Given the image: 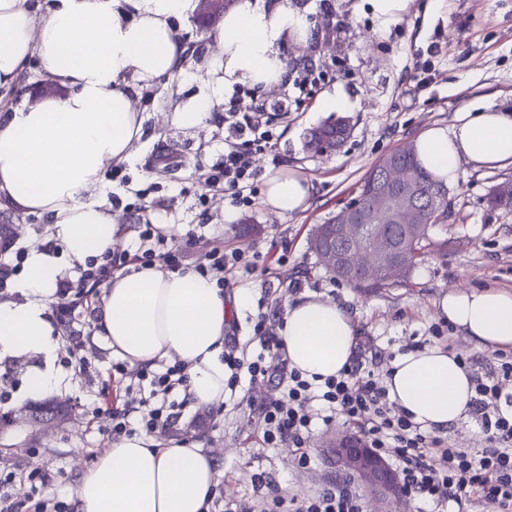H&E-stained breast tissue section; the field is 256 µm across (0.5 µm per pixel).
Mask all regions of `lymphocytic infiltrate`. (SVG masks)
Returning a JSON list of instances; mask_svg holds the SVG:
<instances>
[{"mask_svg": "<svg viewBox=\"0 0 512 512\" xmlns=\"http://www.w3.org/2000/svg\"><path fill=\"white\" fill-rule=\"evenodd\" d=\"M272 133L265 112L247 107L224 115V160L201 176L205 192L230 194L239 204H248L255 192L253 156L270 149ZM135 253L117 256L113 263L80 268L77 278L66 280L58 293L56 311L79 315L80 304L91 289L112 276L113 268L137 263L148 267L164 262L180 269L166 235L154 224L138 227ZM259 253L218 248L205 253L194 269L214 275L226 283L237 269L255 271ZM266 313H257L253 335L260 350L255 355L228 348L224 365L229 373L226 390H236L241 375L272 388L259 400L256 411L265 447L288 444L295 450L299 467H310L307 445L315 421L331 424L343 417L358 430L370 448L391 458L411 500L431 506L432 512H468L471 504L483 502L495 512H512V356L500 354L501 364L485 377L474 380L475 397L470 411L485 437L482 448H455L444 439L424 431L390 402L380 375L367 366V359H380L371 337H362L348 364L338 376L317 384L291 368L282 340L271 332ZM126 394L145 407L143 427L163 433L179 419L171 396L186 386L188 377L181 365L155 374L148 369L129 370ZM240 512H364L361 495L350 483L333 482L302 496L278 491L259 495Z\"/></svg>", "mask_w": 512, "mask_h": 512, "instance_id": "lymphocytic-infiltrate-1", "label": "lymphocytic infiltrate"}]
</instances>
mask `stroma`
Wrapping results in <instances>:
<instances>
[{"instance_id":"35a3bbf8","label":"stroma","mask_w":512,"mask_h":512,"mask_svg":"<svg viewBox=\"0 0 512 512\" xmlns=\"http://www.w3.org/2000/svg\"><path fill=\"white\" fill-rule=\"evenodd\" d=\"M310 20L307 37L293 39L283 32L274 50L297 68H312L315 80L305 91L292 83L268 88L240 77L215 84L211 70L224 62L217 47L206 45L200 58L189 59L184 70L143 87L136 105L144 116L145 134L135 142L130 158L122 162L121 178L107 177L100 199L106 200L123 225L124 249L137 247V226L149 220L169 227L173 245L184 265L195 264L212 248L246 249L260 253L264 269L229 276L225 292L251 287L254 302L234 318L236 342L247 351L258 350L247 324L256 315L257 301L268 311H283L297 293H316L351 310L358 335L373 337L386 358L414 346L441 345L461 357L473 375L496 368L495 352L476 348L439 310L445 294L498 288L512 291V213L487 206L490 188L512 178V165L501 168L465 166L457 184L448 188V218L430 231L434 245L425 261L407 281L372 292H361L336 281L323 269L309 239L316 225L333 217L383 156L414 141L426 127L452 126L458 113L491 108L512 113V0H412L397 22L382 26L369 0H289ZM48 82L38 60H31L20 87L0 100V113L61 94ZM343 95L350 136L342 150L318 156L305 148L311 127L336 119L326 102ZM208 97L214 104L210 119L198 127L181 129L169 115ZM265 106L279 103L288 109L287 121L272 127L274 147L255 156L257 192L250 204H233L230 196L215 195L196 203L198 177L219 163L224 152L225 113L244 109L251 101ZM290 168L313 184L310 206L277 215L263 204L265 180ZM130 188H123V181ZM189 195H181V188ZM144 190L136 199L135 190ZM234 211L225 224V211ZM0 224L14 227L13 238L0 244V263L22 269L24 252L33 246L56 249L48 224L34 215L0 208ZM300 282L292 292L291 282ZM84 318L88 366L78 370L71 362L73 323H55L59 348L53 366L64 377L55 398L76 401L70 418L55 427L22 421L0 438V496L10 498L22 512H34L36 499L63 501L75 512L76 490L82 472L109 448L113 438L109 416H92V404L123 407L111 380L119 357L96 333L100 298H92ZM41 356L0 358V409L20 410L33 403L27 390L30 374L43 368ZM267 385L241 379L234 398L219 405L186 402L174 428L155 435L161 447L183 442L202 447L218 464L213 487L216 512H233L255 496L253 475H262L281 492L308 493L328 484L331 477L320 453L331 427L316 423L309 441L312 469L297 468L288 446L264 447L249 409L248 397L269 394Z\"/></svg>"}]
</instances>
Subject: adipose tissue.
Listing matches in <instances>:
<instances>
[{
	"mask_svg": "<svg viewBox=\"0 0 512 512\" xmlns=\"http://www.w3.org/2000/svg\"><path fill=\"white\" fill-rule=\"evenodd\" d=\"M195 0H0V89L23 78L31 58L64 95L0 117V206L47 220L54 240L76 261L118 244L123 228L112 209L87 194L103 185L143 134L134 97L144 82L181 72L186 47L173 21ZM286 0L265 7L242 0L214 37L224 70L267 85L284 70L273 50L287 29L308 30ZM421 165L445 184L463 163L512 164V115L464 112L454 128L433 126L414 141ZM263 203L277 214L305 210L309 178L293 170L270 176ZM16 288L0 301V356L29 353L52 360L58 348L49 308L62 273L58 256L29 248ZM251 297L247 287L225 296L209 277L154 265L114 275L102 297L98 335L130 365L184 364L192 400H224L225 338L233 313ZM440 309L480 349L512 347V292L488 289L445 295ZM279 334L291 367L304 377L338 375L352 357L356 329L343 305L307 294L288 304ZM389 398L412 422L443 431L463 418L474 396L470 371L435 345L400 355L386 380ZM214 462L193 445L162 448L145 437L112 443L86 470L77 512H203L215 485Z\"/></svg>",
	"mask_w": 512,
	"mask_h": 512,
	"instance_id": "1",
	"label": "adipose tissue"
}]
</instances>
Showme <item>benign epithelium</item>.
Segmentation results:
<instances>
[{
  "label": "benign epithelium",
  "instance_id": "benign-epithelium-1",
  "mask_svg": "<svg viewBox=\"0 0 512 512\" xmlns=\"http://www.w3.org/2000/svg\"><path fill=\"white\" fill-rule=\"evenodd\" d=\"M415 172L408 166L384 165L373 197L353 198L342 207L330 227L319 234L317 256L330 272L364 279L386 271L400 279L407 264L396 254L397 243L384 235L381 222L402 224L411 236L423 230L420 202L415 195ZM324 454L340 470L355 475L374 500L373 512H405L406 495L392 466L363 440L336 430L323 444Z\"/></svg>",
  "mask_w": 512,
  "mask_h": 512
}]
</instances>
